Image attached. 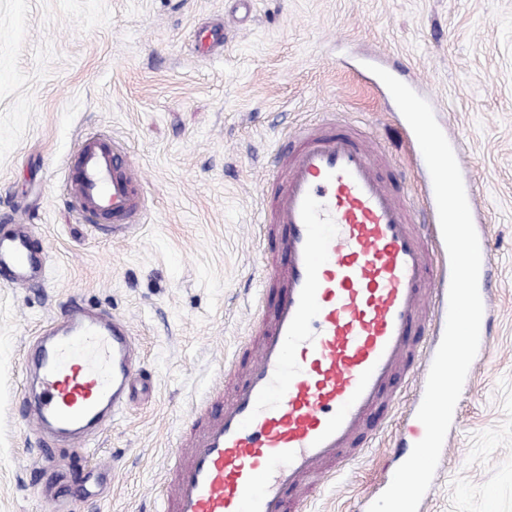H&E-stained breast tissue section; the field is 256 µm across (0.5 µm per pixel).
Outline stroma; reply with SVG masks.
<instances>
[{
    "instance_id": "35a3bbf8",
    "label": "stroma",
    "mask_w": 512,
    "mask_h": 512,
    "mask_svg": "<svg viewBox=\"0 0 512 512\" xmlns=\"http://www.w3.org/2000/svg\"><path fill=\"white\" fill-rule=\"evenodd\" d=\"M0 0V228L15 217L46 258L28 288L0 275V512H52V472L72 471L71 512H161L157 487L197 407L241 380L277 297L259 242L288 133L335 119L379 143L395 189L424 171L385 84L364 67L416 74L437 123L460 139L496 263L490 352L456 404L448 457L424 512H512V0ZM224 20L203 59L194 30ZM120 140L145 172L146 211L123 238L82 223L64 187L84 137ZM75 302L129 323L149 390L87 446L46 448L21 413L29 344ZM364 455L340 456L291 512H363L400 466L416 381L395 378Z\"/></svg>"
}]
</instances>
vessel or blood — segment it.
Returning <instances> with one entry per match:
<instances>
[{"label": "vessel or blood", "mask_w": 512, "mask_h": 512, "mask_svg": "<svg viewBox=\"0 0 512 512\" xmlns=\"http://www.w3.org/2000/svg\"><path fill=\"white\" fill-rule=\"evenodd\" d=\"M372 142L326 123L289 139L274 225L286 260L267 279L281 297L251 349L246 376L200 436L183 438L163 482L170 512H288L303 481L362 436L369 417L396 399L399 371L427 380L435 352L412 331L428 310L446 313L450 262L432 184L420 202L392 190ZM71 206L87 219L112 213L126 233L143 214L120 144L84 139ZM30 234L0 232V270L23 288L42 270ZM495 263L483 256L478 358L489 348ZM38 393L23 408L42 433L82 441L125 412L142 375L128 323L72 304L40 337Z\"/></svg>", "instance_id": "vessel-or-blood-1"}]
</instances>
